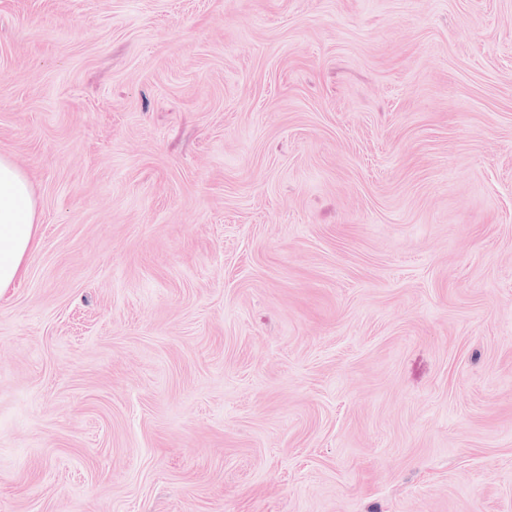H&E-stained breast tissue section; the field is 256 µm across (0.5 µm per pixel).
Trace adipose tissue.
<instances>
[{
	"label": "adipose tissue",
	"instance_id": "adipose-tissue-1",
	"mask_svg": "<svg viewBox=\"0 0 512 512\" xmlns=\"http://www.w3.org/2000/svg\"><path fill=\"white\" fill-rule=\"evenodd\" d=\"M40 241L38 199L28 178L0 156V296L27 273Z\"/></svg>",
	"mask_w": 512,
	"mask_h": 512
}]
</instances>
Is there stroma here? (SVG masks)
<instances>
[{"mask_svg": "<svg viewBox=\"0 0 512 512\" xmlns=\"http://www.w3.org/2000/svg\"><path fill=\"white\" fill-rule=\"evenodd\" d=\"M0 512H512V0H0ZM40 241L38 199L28 178L0 156V298L27 273Z\"/></svg>", "mask_w": 512, "mask_h": 512, "instance_id": "obj_1", "label": "stroma"}]
</instances>
